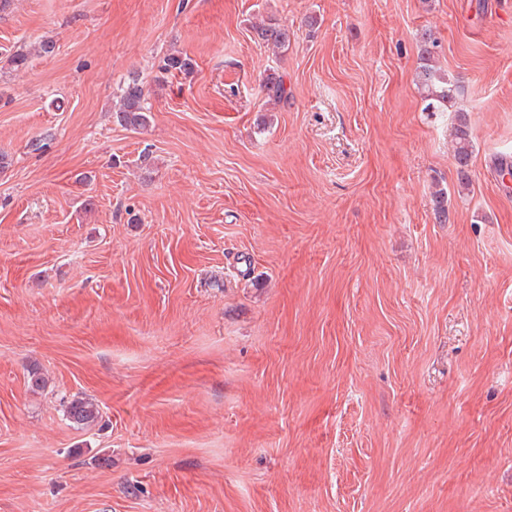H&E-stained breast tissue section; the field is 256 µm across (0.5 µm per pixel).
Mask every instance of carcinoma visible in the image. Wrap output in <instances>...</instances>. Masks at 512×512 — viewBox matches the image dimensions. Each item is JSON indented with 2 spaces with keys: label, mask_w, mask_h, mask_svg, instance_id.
<instances>
[{
  "label": "carcinoma",
  "mask_w": 512,
  "mask_h": 512,
  "mask_svg": "<svg viewBox=\"0 0 512 512\" xmlns=\"http://www.w3.org/2000/svg\"><path fill=\"white\" fill-rule=\"evenodd\" d=\"M258 38L266 44H271L283 51L288 49L291 42L288 27L273 20L254 28ZM440 42L435 33L426 29L418 39V51L421 65L417 75V83L423 90L426 101L425 111L446 112L455 102L458 94L457 84L448 74L438 69L434 58L439 54ZM193 60L181 53L169 54L161 65L165 73H180L188 75L193 72ZM264 91L268 101L277 106L288 101V88L279 76L270 75L266 78ZM118 123L132 130H143L149 126V109L146 107L145 90L143 84L136 78L129 79L121 88L120 108L115 112ZM454 162L459 186L465 188L470 183L473 144L467 119L464 115H457L455 129ZM433 214L439 223L448 221L450 197L448 190L438 188L432 198ZM67 418L83 428L98 423L100 410L98 405L86 399H74L66 407Z\"/></svg>",
  "instance_id": "obj_1"
}]
</instances>
